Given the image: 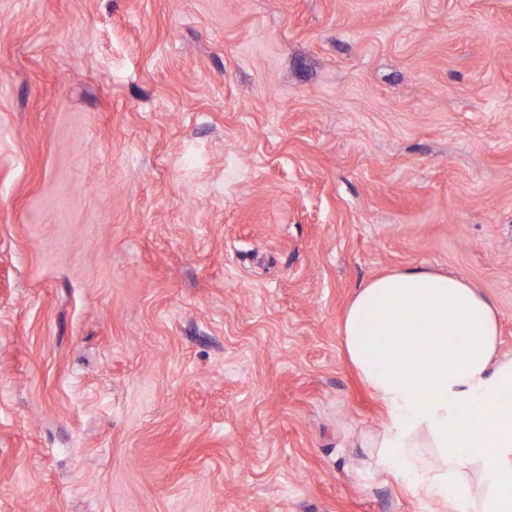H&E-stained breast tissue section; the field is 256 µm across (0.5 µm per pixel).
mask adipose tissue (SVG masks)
I'll list each match as a JSON object with an SVG mask.
<instances>
[{
	"label": "adipose tissue",
	"instance_id": "obj_1",
	"mask_svg": "<svg viewBox=\"0 0 512 512\" xmlns=\"http://www.w3.org/2000/svg\"><path fill=\"white\" fill-rule=\"evenodd\" d=\"M387 340L374 346L376 329ZM342 350L382 402L370 437L395 471L429 448L420 488L454 512H512V357L499 354L498 312L459 275L404 268L357 288L340 327Z\"/></svg>",
	"mask_w": 512,
	"mask_h": 512
}]
</instances>
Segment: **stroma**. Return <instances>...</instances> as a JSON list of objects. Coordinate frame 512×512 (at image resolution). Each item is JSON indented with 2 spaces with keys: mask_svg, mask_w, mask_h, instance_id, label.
<instances>
[{
  "mask_svg": "<svg viewBox=\"0 0 512 512\" xmlns=\"http://www.w3.org/2000/svg\"><path fill=\"white\" fill-rule=\"evenodd\" d=\"M407 267L512 356V0H0V512H438L339 334Z\"/></svg>",
  "mask_w": 512,
  "mask_h": 512,
  "instance_id": "stroma-1",
  "label": "stroma"
}]
</instances>
